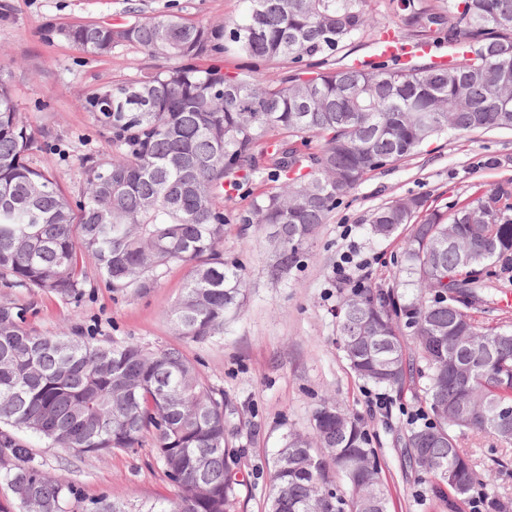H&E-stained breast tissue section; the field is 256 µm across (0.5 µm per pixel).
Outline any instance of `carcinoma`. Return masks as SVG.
I'll use <instances>...</instances> for the list:
<instances>
[{
	"label": "carcinoma",
	"instance_id": "1",
	"mask_svg": "<svg viewBox=\"0 0 512 512\" xmlns=\"http://www.w3.org/2000/svg\"><path fill=\"white\" fill-rule=\"evenodd\" d=\"M246 2L229 24L152 14L61 30L92 56L136 46L180 62L78 100L113 150L85 159L74 203L55 175L31 165L35 134L0 73V281L77 301L91 285L89 256L116 295L184 266L169 318L182 339L203 343L224 334L245 296L242 267L224 261V199L249 175L280 183L255 197L247 219L280 229L269 268L277 280L339 200L375 172L450 131L512 130V0H389L415 43L442 38L459 53L403 68L334 66L371 27L367 0ZM227 42L267 72H225L215 60ZM348 84L360 90L355 103L344 96ZM314 140L317 151H301ZM370 224L383 238L413 225L403 269L415 293L372 285L349 292L336 310V344L367 384L398 392L415 370L427 379L406 456L448 512L476 491L491 512H512L457 439L474 432L512 444V327L474 316L485 279L512 267V181L446 211L427 210L420 196L395 200L374 210ZM229 414L224 392L178 347L38 334L17 307L0 304V486L18 512L31 504L66 512L79 493L35 463L12 429L83 456L133 451L150 437L176 495L140 512H235L245 450L233 446ZM312 420L313 435L282 437L268 512H388L361 419L325 402ZM79 512L127 510L103 496L80 500Z\"/></svg>",
	"mask_w": 512,
	"mask_h": 512
}]
</instances>
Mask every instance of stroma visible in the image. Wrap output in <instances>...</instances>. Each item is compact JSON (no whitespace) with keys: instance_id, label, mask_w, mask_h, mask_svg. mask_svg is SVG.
<instances>
[{"instance_id":"stroma-1","label":"stroma","mask_w":512,"mask_h":512,"mask_svg":"<svg viewBox=\"0 0 512 512\" xmlns=\"http://www.w3.org/2000/svg\"><path fill=\"white\" fill-rule=\"evenodd\" d=\"M0 69L9 79L24 121L46 137L32 163L58 174L62 190L83 187L82 160L112 152L107 134L78 107L79 97L105 83L135 78L151 66L140 48H117L95 57L60 36L62 28L86 22L125 23L134 14L168 13L191 21L228 22L236 0H0ZM374 24L338 53L342 64L376 61L387 30H398L389 0H368ZM512 179V130L445 136L395 168L372 175L344 199L305 245L298 263L281 279H270L271 230L243 224L253 198L271 183L249 180L225 200L224 257L239 262L247 280L243 305L224 326L223 335L198 344L181 342L169 311L180 299L185 267L171 266L157 284L127 295L104 285L88 289L77 303L53 295L0 286V303L23 310L26 326L40 333L73 327L123 341L181 346L198 362L212 386L232 404L233 444L245 451L237 471L238 512H267L269 463L283 434L312 430L311 415L322 402L336 401L357 414L372 438L389 493L390 512H448L406 466L403 437L424 402V378L411 379L388 392V411L367 405L368 385L355 378L336 346V307L345 291L336 282L341 254L355 249L366 264L358 270L366 284L384 288L402 283L405 235L372 237L368 219L377 207L399 197L422 196L430 208L446 209L476 191ZM489 310L479 322L512 326V272L501 275L488 292ZM19 439L47 472L75 484L82 498L109 495L131 504L172 497L174 488L154 459L152 442L133 452L115 451L80 458L27 432Z\"/></svg>"}]
</instances>
